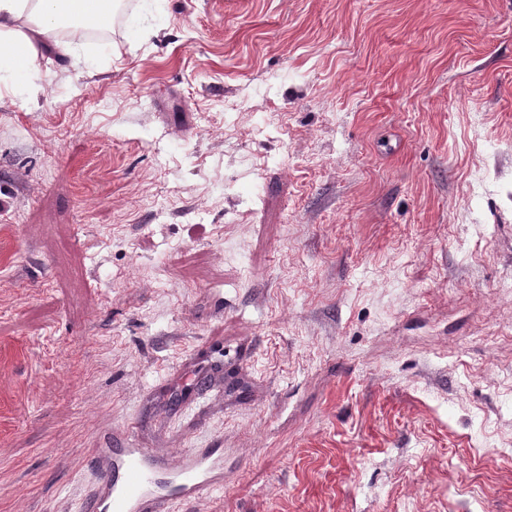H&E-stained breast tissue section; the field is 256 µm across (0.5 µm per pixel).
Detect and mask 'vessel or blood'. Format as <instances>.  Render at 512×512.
I'll return each instance as SVG.
<instances>
[{
  "instance_id": "obj_1",
  "label": "vessel or blood",
  "mask_w": 512,
  "mask_h": 512,
  "mask_svg": "<svg viewBox=\"0 0 512 512\" xmlns=\"http://www.w3.org/2000/svg\"><path fill=\"white\" fill-rule=\"evenodd\" d=\"M97 480L82 512H174L224 487L223 448H186L175 455L132 445L94 451Z\"/></svg>"
}]
</instances>
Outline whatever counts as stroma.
<instances>
[{
    "instance_id": "obj_1",
    "label": "stroma",
    "mask_w": 512,
    "mask_h": 512,
    "mask_svg": "<svg viewBox=\"0 0 512 512\" xmlns=\"http://www.w3.org/2000/svg\"><path fill=\"white\" fill-rule=\"evenodd\" d=\"M159 3L0 84V512H512V0ZM97 480L83 512H172L224 488V449L185 448L177 455L133 445L94 449ZM161 475L170 483L163 493Z\"/></svg>"
}]
</instances>
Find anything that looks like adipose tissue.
<instances>
[{
    "label": "adipose tissue",
    "instance_id": "ef3b65f1",
    "mask_svg": "<svg viewBox=\"0 0 512 512\" xmlns=\"http://www.w3.org/2000/svg\"><path fill=\"white\" fill-rule=\"evenodd\" d=\"M95 0H0V74L13 77L27 72L38 47L52 43L57 56L69 59L71 66L80 60L57 30L68 21H79L80 5Z\"/></svg>",
    "mask_w": 512,
    "mask_h": 512
}]
</instances>
